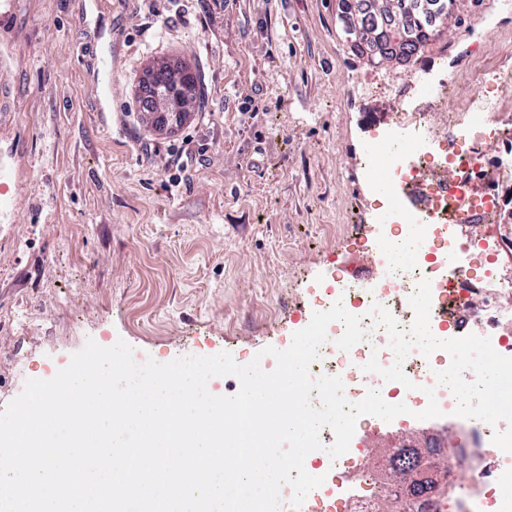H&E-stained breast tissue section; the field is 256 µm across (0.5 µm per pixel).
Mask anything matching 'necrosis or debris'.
<instances>
[{
	"instance_id": "4bbe7bcc",
	"label": "necrosis or debris",
	"mask_w": 512,
	"mask_h": 512,
	"mask_svg": "<svg viewBox=\"0 0 512 512\" xmlns=\"http://www.w3.org/2000/svg\"><path fill=\"white\" fill-rule=\"evenodd\" d=\"M453 91L452 80L439 81L425 109L403 114L401 125L415 140L416 153L411 163H398L382 172L400 190L418 198L423 224L393 215L391 222L379 225L366 239L380 262L381 276L366 283L339 276L312 293L310 311H324L335 301H342L348 312L361 316L365 338L350 351H342L336 341L344 328L338 322L330 324L310 375L315 379L341 377L349 402L361 401L368 389L375 388L386 402L406 404L414 412L427 407L425 390L435 387L445 420L463 427L466 419L454 415L455 398L446 387L435 384L436 372L450 363L447 352L438 350L426 356L419 348L411 349L401 362L414 384L410 390L363 369L373 358L383 367L396 361L387 332L369 317V310L382 305L401 330H410L415 313L408 299L424 279L431 284L434 311L430 328L437 338L470 333L486 336L498 353L512 357V312L501 304L503 296L512 295V280L502 278L498 271L499 263L511 258L512 252L501 240L480 236L466 239L459 231L463 224L497 223L512 204V163L506 160L512 153V133L494 120L500 100L512 95V80L485 82L477 95L463 100L460 108L449 114L447 124L432 126L430 112L441 109ZM490 142L496 144L497 153L486 151ZM442 170L455 171V180L440 179ZM405 242L418 250L409 265L399 259L400 246ZM453 259L463 267L456 281L449 280L446 269L447 261ZM493 433V427L484 423L476 432L474 447L423 448L422 460L433 464L437 483L447 488V495L432 492L414 496L401 486L390 487V494L408 505L409 512H512V456L503 454L493 443ZM460 455L468 457L472 467L471 481L463 489L457 487L454 477V461ZM305 467L310 474L322 477V485L312 490L297 510L290 505L292 488L283 486L281 512H338L351 500L357 502L360 512H373L371 476L380 465L367 463L363 449H349L335 460L317 450L307 456Z\"/></svg>"
}]
</instances>
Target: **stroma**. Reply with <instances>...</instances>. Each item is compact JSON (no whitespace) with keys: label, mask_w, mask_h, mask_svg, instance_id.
<instances>
[{"label":"stroma","mask_w":512,"mask_h":512,"mask_svg":"<svg viewBox=\"0 0 512 512\" xmlns=\"http://www.w3.org/2000/svg\"><path fill=\"white\" fill-rule=\"evenodd\" d=\"M340 16L338 0H18L0 24L15 193L0 214V409L90 339L143 361L248 363L287 348L312 288L350 269L379 276L371 257L350 262L377 206L362 146L368 115L399 119L415 62L371 65ZM156 57L201 78L200 105L163 135L136 95ZM418 61L454 77L458 108L484 63L512 71V0H459ZM186 143L196 157L176 186ZM356 433L374 457L469 441L440 421Z\"/></svg>","instance_id":"35a3bbf8"}]
</instances>
